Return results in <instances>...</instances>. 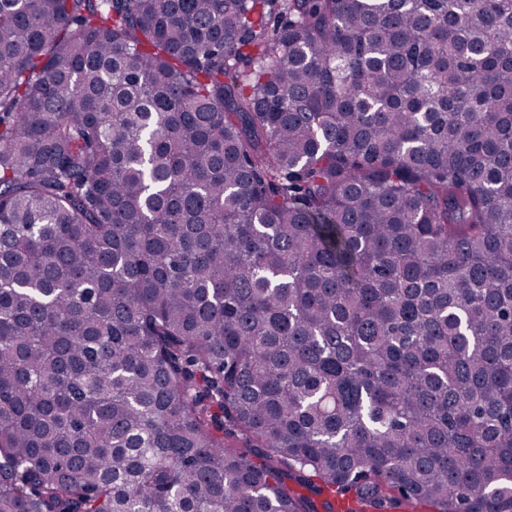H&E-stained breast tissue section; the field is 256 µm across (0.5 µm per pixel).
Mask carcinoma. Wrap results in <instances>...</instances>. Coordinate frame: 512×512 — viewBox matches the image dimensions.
I'll return each mask as SVG.
<instances>
[{
  "mask_svg": "<svg viewBox=\"0 0 512 512\" xmlns=\"http://www.w3.org/2000/svg\"><path fill=\"white\" fill-rule=\"evenodd\" d=\"M512 512V0H0V512Z\"/></svg>",
  "mask_w": 512,
  "mask_h": 512,
  "instance_id": "1",
  "label": "carcinoma"
}]
</instances>
